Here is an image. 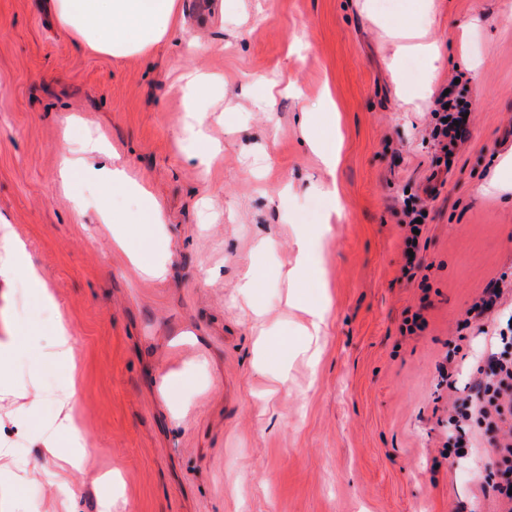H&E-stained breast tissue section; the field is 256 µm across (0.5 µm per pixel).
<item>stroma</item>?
<instances>
[{
    "mask_svg": "<svg viewBox=\"0 0 512 512\" xmlns=\"http://www.w3.org/2000/svg\"><path fill=\"white\" fill-rule=\"evenodd\" d=\"M178 0L176 31L138 55L85 50L39 0H0V216L26 242L58 307L20 278L0 279V341L36 330L50 348L57 316L74 339L79 425L117 470V512H500L482 492L491 459L448 463V387L466 396L488 335L464 327L490 280L512 279V193L486 194L512 154V0ZM438 43L429 63L417 43ZM221 78L206 105L221 150L209 169L179 143L182 71ZM280 86L267 109L255 99ZM455 84L469 137L438 172L430 111ZM336 104L334 174L342 208L323 243L329 314L316 362L289 352L288 381L254 362L238 296L242 272L269 270L267 323L292 339L281 275L295 231L322 223L327 174L303 113ZM101 138L154 196L172 253L164 278L129 262L100 207L133 215L84 177L61 186L63 151ZM290 186L282 198V186ZM428 210L422 267L402 274L403 201ZM82 210H75L74 199ZM421 314L409 334L407 318ZM197 368L195 385L178 375ZM64 367L14 355L0 382V438L16 441L29 481L0 494L50 512L57 466L34 440L57 413ZM35 403L29 431L14 415ZM181 404V418L171 407Z\"/></svg>",
    "mask_w": 512,
    "mask_h": 512,
    "instance_id": "obj_1",
    "label": "stroma"
}]
</instances>
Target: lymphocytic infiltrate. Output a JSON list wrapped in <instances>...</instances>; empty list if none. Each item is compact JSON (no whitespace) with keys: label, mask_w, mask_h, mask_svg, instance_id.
<instances>
[{"label":"lymphocytic infiltrate","mask_w":512,"mask_h":512,"mask_svg":"<svg viewBox=\"0 0 512 512\" xmlns=\"http://www.w3.org/2000/svg\"><path fill=\"white\" fill-rule=\"evenodd\" d=\"M468 104L456 92L438 96L431 115L432 139L444 155H451L466 127L461 120ZM451 432L442 450L445 458L471 456L478 438L491 440L495 455L483 484L492 490L506 512H512V327H496L491 349L473 366L467 396L448 409Z\"/></svg>","instance_id":"1"}]
</instances>
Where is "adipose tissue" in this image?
I'll return each mask as SVG.
<instances>
[{
    "label": "adipose tissue",
    "instance_id": "obj_1",
    "mask_svg": "<svg viewBox=\"0 0 512 512\" xmlns=\"http://www.w3.org/2000/svg\"><path fill=\"white\" fill-rule=\"evenodd\" d=\"M53 14L87 49L116 58L143 53L163 41L169 33L178 11L177 0H53ZM189 120L183 137L189 143V156L205 162L212 142L205 122L203 101L214 84L204 72L183 74ZM338 118L334 105L316 113L306 128L311 146L317 150L327 172H334L340 160L342 140L337 131ZM102 145L91 139L81 151L62 154L61 179L80 173L91 179L108 195H124L140 203L135 218L102 209L101 220L112 225L114 242L125 250L130 263L137 269L161 277L166 273L169 257L166 230L161 211L152 195L131 178L118 163L97 164L93 157ZM317 191L324 201L323 224L299 231L295 239L296 265L290 273V304L303 310L306 322L300 327L299 345L305 346L309 360L318 357L317 343L328 328L327 307L309 295L307 285L323 281L322 245L327 230L326 220L332 219L340 208L339 191L335 180L318 185ZM138 234L142 245L131 248V234ZM0 258L7 270L23 278L33 292L45 303H52L45 281L31 260L25 244L13 233L10 225H0ZM51 359L69 371L66 383L58 392L61 411L48 432L42 433L41 442L50 455L60 456L66 466L82 470L91 485L111 482V472L97 468L93 455L86 446L77 422L76 412L80 392L76 377L74 340L65 320H58L54 342L49 353Z\"/></svg>",
    "mask_w": 512,
    "mask_h": 512
}]
</instances>
